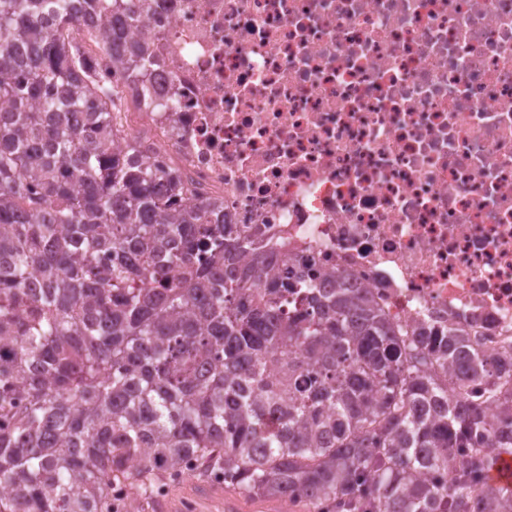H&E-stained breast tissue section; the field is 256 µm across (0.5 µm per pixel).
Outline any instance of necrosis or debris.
<instances>
[{"instance_id":"obj_1","label":"necrosis or debris","mask_w":512,"mask_h":512,"mask_svg":"<svg viewBox=\"0 0 512 512\" xmlns=\"http://www.w3.org/2000/svg\"><path fill=\"white\" fill-rule=\"evenodd\" d=\"M118 115L274 273L512 356V0H151Z\"/></svg>"}]
</instances>
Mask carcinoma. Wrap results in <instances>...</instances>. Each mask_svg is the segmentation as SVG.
<instances>
[{
    "label": "carcinoma",
    "mask_w": 512,
    "mask_h": 512,
    "mask_svg": "<svg viewBox=\"0 0 512 512\" xmlns=\"http://www.w3.org/2000/svg\"><path fill=\"white\" fill-rule=\"evenodd\" d=\"M149 9L0 0V512H111L116 485L190 475L311 512H512L486 479L512 451V358L267 272L117 141L103 74L140 80Z\"/></svg>",
    "instance_id": "cac0c4a2"
}]
</instances>
